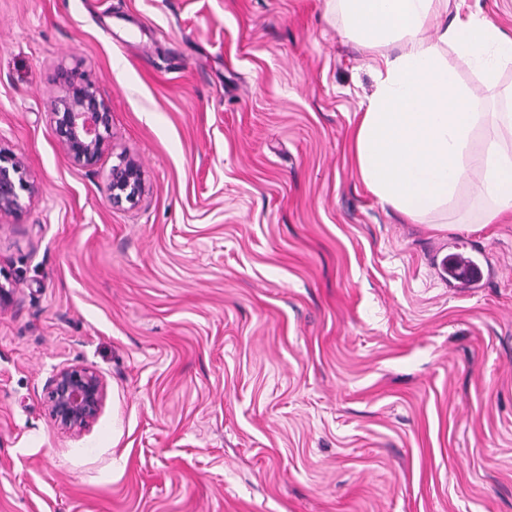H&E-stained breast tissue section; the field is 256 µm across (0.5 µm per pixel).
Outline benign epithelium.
Segmentation results:
<instances>
[{
	"label": "benign epithelium",
	"instance_id": "benign-epithelium-1",
	"mask_svg": "<svg viewBox=\"0 0 512 512\" xmlns=\"http://www.w3.org/2000/svg\"><path fill=\"white\" fill-rule=\"evenodd\" d=\"M60 94L49 102L54 133L70 160L79 166L97 163L107 145L112 127V112L95 85L78 73H60ZM142 170L137 160L121 157L112 166L108 197L114 206L135 204L142 193ZM32 194L21 159L0 149V212L19 214L22 195ZM47 409L54 425L79 434L98 418L105 398L100 375L86 366H65L47 382Z\"/></svg>",
	"mask_w": 512,
	"mask_h": 512
}]
</instances>
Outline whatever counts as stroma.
I'll return each instance as SVG.
<instances>
[{
    "instance_id": "1",
    "label": "stroma",
    "mask_w": 512,
    "mask_h": 512,
    "mask_svg": "<svg viewBox=\"0 0 512 512\" xmlns=\"http://www.w3.org/2000/svg\"><path fill=\"white\" fill-rule=\"evenodd\" d=\"M372 52L331 0H0V512H512V216L414 224L358 179ZM492 135L497 86L446 52ZM112 109L89 168L57 140L61 69ZM145 191L112 206L118 153ZM487 285L453 287L454 241ZM83 365L95 423L46 383ZM23 193L30 197L32 187L25 178L21 159L14 152L0 149V212L21 213ZM47 409L54 425L79 434L98 418L105 398L100 375L86 366H65L47 382Z\"/></svg>"
}]
</instances>
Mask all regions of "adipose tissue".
<instances>
[{"instance_id": "adipose-tissue-1", "label": "adipose tissue", "mask_w": 512, "mask_h": 512, "mask_svg": "<svg viewBox=\"0 0 512 512\" xmlns=\"http://www.w3.org/2000/svg\"><path fill=\"white\" fill-rule=\"evenodd\" d=\"M346 29L377 50L378 81L351 133L360 181L382 205L421 223L446 211L468 174L491 206L484 223L512 211V150L499 136L475 146L481 121L445 48L478 62L485 85L512 62V37L492 21L450 14L452 0H336Z\"/></svg>"}]
</instances>
